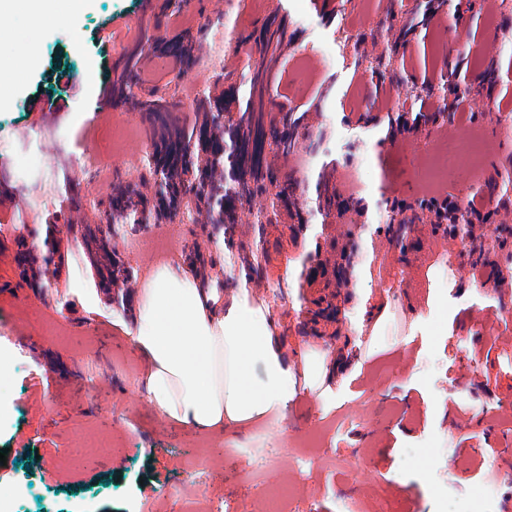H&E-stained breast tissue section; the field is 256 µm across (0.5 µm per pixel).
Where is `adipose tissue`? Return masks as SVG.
Returning <instances> with one entry per match:
<instances>
[{
    "label": "adipose tissue",
    "mask_w": 512,
    "mask_h": 512,
    "mask_svg": "<svg viewBox=\"0 0 512 512\" xmlns=\"http://www.w3.org/2000/svg\"><path fill=\"white\" fill-rule=\"evenodd\" d=\"M133 342L150 365L146 388L154 408L201 431L238 430L285 413L300 384L321 386L326 374L323 355L313 352L297 376L246 288L223 306L216 289L166 269L141 285Z\"/></svg>",
    "instance_id": "1"
}]
</instances>
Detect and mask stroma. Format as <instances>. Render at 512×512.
<instances>
[{
	"mask_svg": "<svg viewBox=\"0 0 512 512\" xmlns=\"http://www.w3.org/2000/svg\"><path fill=\"white\" fill-rule=\"evenodd\" d=\"M427 15L424 0H86L75 23L59 22L65 0H39L46 21L22 27L0 0V355L10 389L0 395V487L15 491L12 512H180L204 497L218 512H377L386 492L400 512H512V288L494 285L506 255L480 265L460 256L457 240L418 223L431 148L478 130L488 144L479 168L452 167L438 183L481 199L486 239L512 228L495 214L501 177L512 173V0H471L458 13ZM284 26L288 47L272 65L264 110L298 115L296 139L278 182L295 178L310 231L293 234L271 192L255 194L264 225L242 222L233 241L191 216L172 249L155 246L156 225L126 224L114 235L131 272L123 305L97 291L98 274L75 239L59 277L40 287L21 276L20 243L42 246L47 225L97 224L113 190L149 173L123 149L109 170L86 165L108 147L112 126L153 132V122L113 100L108 72H121L146 36L192 35L211 70L180 75L171 57L142 54L134 93L174 103L171 120H191L199 91H224L232 109L251 90L249 58L259 35ZM238 50L217 55L224 29ZM25 47L14 68L5 51ZM63 72L71 89L54 80ZM468 91L465 111L446 136L423 131L416 144L394 135L391 115L419 100L438 101L449 80ZM58 103L33 110L36 100ZM355 197L363 213L331 214L327 200ZM343 238L348 225L375 233L355 255L357 278L342 291L336 336L316 335L306 316L319 294L304 259L313 226ZM392 224H409L415 250L389 242ZM263 234L261 271L246 274L239 246ZM200 247L207 287L230 301L239 278L272 319L285 355L303 370L322 352L327 378L300 389L285 414L240 432L198 431L151 404L147 359L131 333L143 280L167 268L189 271ZM397 288H385L388 275ZM231 451L223 477L200 466L201 451ZM486 497H477V489Z\"/></svg>",
	"mask_w": 512,
	"mask_h": 512,
	"instance_id": "35a3bbf8",
	"label": "stroma"
}]
</instances>
